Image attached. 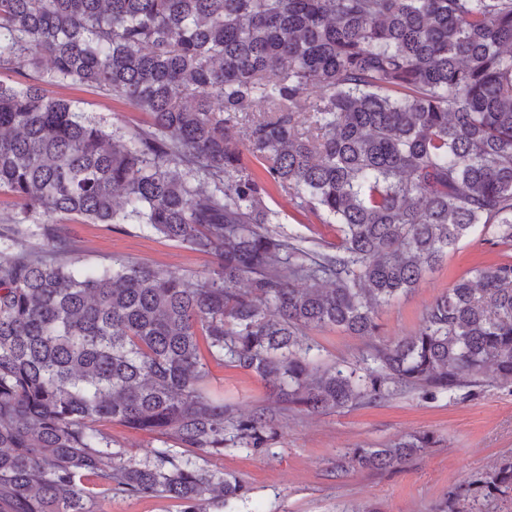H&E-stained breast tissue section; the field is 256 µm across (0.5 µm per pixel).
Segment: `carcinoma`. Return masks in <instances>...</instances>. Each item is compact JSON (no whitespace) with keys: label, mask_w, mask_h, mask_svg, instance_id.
I'll use <instances>...</instances> for the list:
<instances>
[{"label":"carcinoma","mask_w":512,"mask_h":512,"mask_svg":"<svg viewBox=\"0 0 512 512\" xmlns=\"http://www.w3.org/2000/svg\"><path fill=\"white\" fill-rule=\"evenodd\" d=\"M17 65L150 123L109 134L37 83L0 81V192L45 241L0 229V512H100L114 491L227 508L246 487L199 462L265 447L283 409L452 395L489 369L512 379L509 256L361 367L322 368L300 340L372 336L377 309L460 241L491 228L512 242V0H0V69ZM270 184L338 226L335 250L269 228ZM60 214L144 224L213 266L80 267ZM210 360L271 382L278 401L236 413ZM107 421L178 449L126 459ZM436 443L424 432L345 458L397 469ZM483 489L512 490V459Z\"/></svg>","instance_id":"carcinoma-1"}]
</instances>
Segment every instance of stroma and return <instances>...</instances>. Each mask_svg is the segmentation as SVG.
I'll return each mask as SVG.
<instances>
[{
    "mask_svg": "<svg viewBox=\"0 0 512 512\" xmlns=\"http://www.w3.org/2000/svg\"><path fill=\"white\" fill-rule=\"evenodd\" d=\"M43 93L78 102L104 127L132 132L147 127L145 114L103 95L91 85L42 84ZM266 205L279 213L275 229L305 237L306 247L323 251L336 243L338 228L297 210L283 192L272 191ZM73 241L80 265L98 266L124 259L179 273H202L210 256L169 240L141 224H89L76 215L58 219ZM507 245L465 239L442 263L428 271L420 286L379 309V333L358 336L338 328L309 332L322 363L342 368L358 365L373 345L414 334L434 299L475 266L497 262ZM213 383L238 413L271 404L270 389L253 373L210 363ZM113 450L151 464L154 449L169 440L108 423ZM420 432L433 433L435 447L413 456L396 470L368 471L336 463L350 448H385ZM512 457V380L484 374L478 386L454 395L432 396L413 390L393 398L323 414L282 411L275 433L257 451L225 450L208 469L240 480L247 494L231 512H444L455 501L460 512H512V490L483 496L482 482L498 464Z\"/></svg>",
    "mask_w": 512,
    "mask_h": 512,
    "instance_id": "obj_1",
    "label": "stroma"
}]
</instances>
